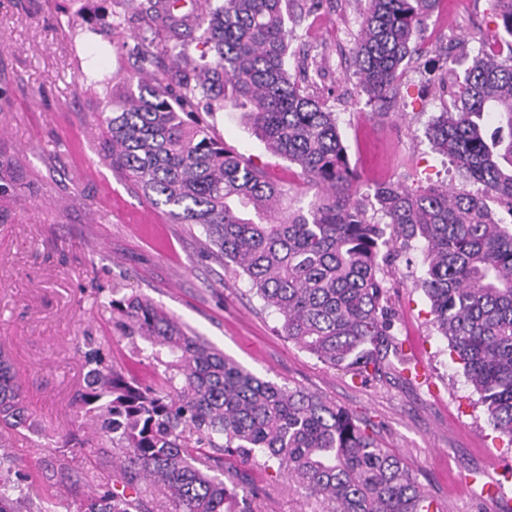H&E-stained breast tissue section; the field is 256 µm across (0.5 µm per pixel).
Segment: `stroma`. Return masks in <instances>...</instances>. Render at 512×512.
<instances>
[{"mask_svg":"<svg viewBox=\"0 0 512 512\" xmlns=\"http://www.w3.org/2000/svg\"><path fill=\"white\" fill-rule=\"evenodd\" d=\"M363 0H290L293 32L287 67L308 62L319 72L310 91L336 114L357 177L353 190L374 206L382 184L459 189L464 180L427 135L450 97L437 82L447 68L464 74L498 21L487 0H463L434 13L416 43L422 57L403 67L394 99L362 92L352 55ZM124 27L111 28L115 16ZM199 63L202 31L177 34L136 14L130 0H0V147L18 155L27 177L0 197V350L11 358L41 430L0 432V449L29 475L35 491L77 512L81 496L105 472L89 455L93 428L70 406L83 385L82 353L94 342L113 365L156 377L133 357L113 326L109 302L141 293L196 335L256 375L297 386L354 412L382 444L403 458L440 512H495L480 485L466 484L495 466L512 470V447L497 436L479 396L430 324V304L415 280L423 248L397 261L406 277L396 296L399 334L426 381L361 385L283 336L277 314L249 291L245 277L213 259L198 225L171 223L141 191L101 158L99 113L108 92L84 81L120 78L137 69L142 47L170 70ZM213 134L264 166L288 192L292 208L323 196L322 185L268 151L243 112L206 115ZM76 432L84 447H60Z\"/></svg>","mask_w":512,"mask_h":512,"instance_id":"1","label":"stroma"}]
</instances>
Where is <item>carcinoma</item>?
I'll use <instances>...</instances> for the list:
<instances>
[{
	"label": "carcinoma",
	"instance_id": "carcinoma-1",
	"mask_svg": "<svg viewBox=\"0 0 512 512\" xmlns=\"http://www.w3.org/2000/svg\"><path fill=\"white\" fill-rule=\"evenodd\" d=\"M180 0H139L136 9L170 29L203 30L210 59L170 76L151 72L117 85L102 113L101 152L174 224L199 225L217 259L244 274L250 291L282 321L289 341L362 383L413 374L395 329L393 263L425 243L420 286L432 324L486 406L493 431L512 445V225L494 220L496 200L512 217V0H488L503 34L450 92L451 108L428 135L477 191L437 187L375 190L381 217L349 190L356 179L335 113L286 69L292 31L286 0H204L192 18ZM439 0H366L353 51L360 84L376 97L392 89ZM180 90L174 101L168 80ZM137 89H132V86ZM242 110L275 155L300 167L327 194L283 214L287 191L264 168L228 150L197 112ZM496 113L487 131L483 119ZM23 168L0 152V194ZM132 354L161 372L145 382L131 367L86 343L75 403L101 434L95 449L110 467L80 512H150L148 484L168 512H262L271 485L224 471L215 454L275 460L313 498L338 512H433V499L403 459L382 447L350 411L298 387L262 379L189 333L149 298L110 300ZM34 427L10 360L0 351V431ZM0 456V512H57L32 497L20 471Z\"/></svg>",
	"mask_w": 512,
	"mask_h": 512
}]
</instances>
